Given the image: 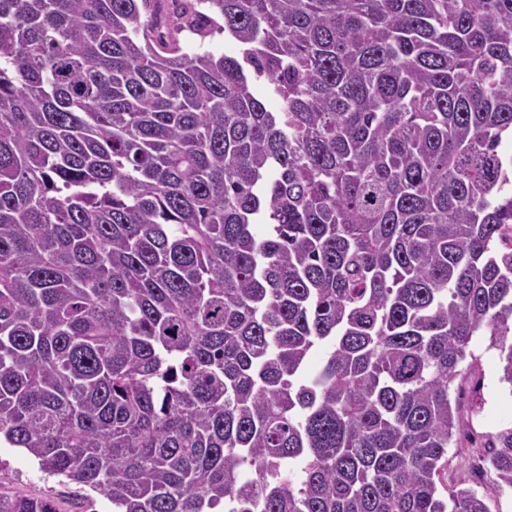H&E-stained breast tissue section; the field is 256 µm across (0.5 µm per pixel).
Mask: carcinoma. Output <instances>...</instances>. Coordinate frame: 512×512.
<instances>
[{
	"mask_svg": "<svg viewBox=\"0 0 512 512\" xmlns=\"http://www.w3.org/2000/svg\"><path fill=\"white\" fill-rule=\"evenodd\" d=\"M509 141L512 0H0V438L114 512H489ZM489 336H475L470 344L473 360L467 357L460 365L461 376L455 383L462 382V414L469 422L468 436H457L458 445L453 441L448 448V484L458 482L474 489L482 496L491 512H512V492L498 491L485 477H478L474 463L485 453L483 444L486 435L512 424V396L499 382L500 363L498 353L487 349ZM481 403L482 414L473 408V401Z\"/></svg>",
	"mask_w": 512,
	"mask_h": 512,
	"instance_id": "obj_1",
	"label": "carcinoma"
}]
</instances>
